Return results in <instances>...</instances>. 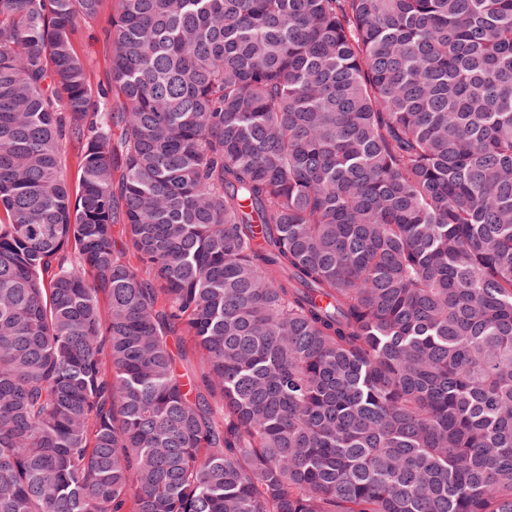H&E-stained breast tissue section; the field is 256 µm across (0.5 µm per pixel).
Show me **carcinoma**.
Masks as SVG:
<instances>
[{"label":"carcinoma","mask_w":512,"mask_h":512,"mask_svg":"<svg viewBox=\"0 0 512 512\" xmlns=\"http://www.w3.org/2000/svg\"><path fill=\"white\" fill-rule=\"evenodd\" d=\"M102 2L0 0V512H512V0ZM113 0H104L95 19L79 24L74 35L76 53L88 61V82L93 92H110V52L105 31L110 29Z\"/></svg>","instance_id":"cac0c4a2"}]
</instances>
